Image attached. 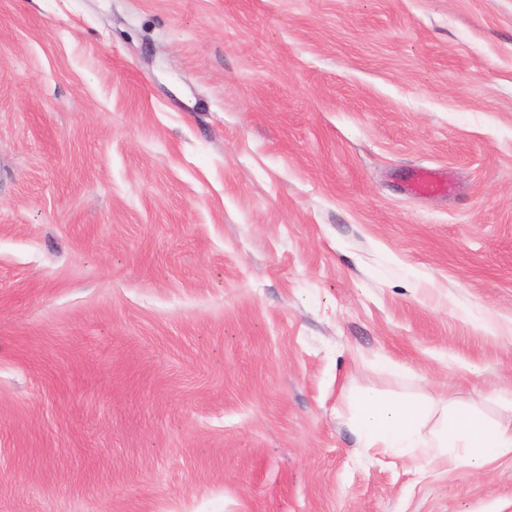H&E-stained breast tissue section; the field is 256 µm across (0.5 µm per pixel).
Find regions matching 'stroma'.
<instances>
[{
	"label": "stroma",
	"instance_id": "35a3bbf8",
	"mask_svg": "<svg viewBox=\"0 0 512 512\" xmlns=\"http://www.w3.org/2000/svg\"><path fill=\"white\" fill-rule=\"evenodd\" d=\"M365 388L506 415L512 0H0V512H512ZM411 185L416 194L444 192L448 188V179L436 170L422 168L413 175Z\"/></svg>",
	"mask_w": 512,
	"mask_h": 512
}]
</instances>
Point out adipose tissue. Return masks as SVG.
I'll use <instances>...</instances> for the list:
<instances>
[{"mask_svg": "<svg viewBox=\"0 0 512 512\" xmlns=\"http://www.w3.org/2000/svg\"><path fill=\"white\" fill-rule=\"evenodd\" d=\"M353 408L354 427L369 450L424 455L451 466L464 459L477 468L512 457V418L488 422L465 410H449L431 430L425 403L391 400L369 389L356 394Z\"/></svg>", "mask_w": 512, "mask_h": 512, "instance_id": "obj_1", "label": "adipose tissue"}]
</instances>
